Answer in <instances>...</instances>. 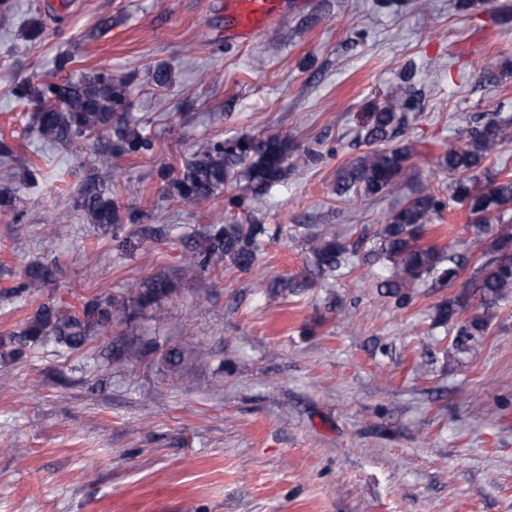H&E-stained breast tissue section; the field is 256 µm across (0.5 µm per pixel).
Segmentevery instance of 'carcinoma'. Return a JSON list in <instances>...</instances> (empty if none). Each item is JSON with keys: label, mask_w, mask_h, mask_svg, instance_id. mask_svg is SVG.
I'll return each instance as SVG.
<instances>
[{"label": "carcinoma", "mask_w": 512, "mask_h": 512, "mask_svg": "<svg viewBox=\"0 0 512 512\" xmlns=\"http://www.w3.org/2000/svg\"><path fill=\"white\" fill-rule=\"evenodd\" d=\"M72 58H56L55 71L49 79L31 78L16 84L12 95L32 108L30 130L48 144L73 145L93 141L99 156L114 155L129 159L146 157L154 151V141L144 135L131 115L129 81L108 71L74 78L69 70ZM412 109L408 88L398 87L371 113L365 127L369 144L388 141ZM512 142V119H491L460 133L459 143L448 149L441 163L448 170V200L465 208L468 228L476 237L487 234L495 224L504 223L512 210V172L505 170L481 177L483 162ZM411 152L406 147L372 149L343 167L336 179V195L351 191L377 197L397 185L407 174ZM0 159L9 169L7 178L27 184L37 182L38 167L15 146L0 139ZM315 161L309 150L297 151L288 138L270 134L263 139L239 137L207 140L196 145L176 176L164 165L157 170L162 193L185 207L211 201L224 183L235 178L245 181L247 191L262 197L280 183L290 167H307ZM109 174L97 171L82 180L77 192V207L91 224L112 231V248L121 255H132L146 243L166 240L171 227L159 213L151 224L137 223L123 231L120 208L112 198ZM12 185L0 187V212L17 208ZM444 202L432 192H421L404 207L387 214L376 233L373 254L390 264V276L382 284L389 296L407 299L406 290L428 280L441 286L451 285L461 269L456 256L434 244L424 243L428 224L439 216ZM268 236L264 224H211L202 234L185 245L181 271L196 274L223 263L240 270L251 269L258 260V244ZM308 273L332 275L348 265L360 251V243L348 244L337 234H306ZM496 256L471 282L472 294L479 297L483 315L459 327L460 339L455 349L468 352L474 336L489 322L488 314L499 303L512 298V233H500L491 243ZM54 268L34 262L24 268L17 295L40 288L53 280ZM175 291L172 278L159 273L142 281H130L120 295L96 297L75 310L62 303L45 302L29 316L20 329L0 341V358L18 360L24 351L47 345L57 350H79L108 333L112 326L136 314L150 313L156 322L165 320L162 302ZM467 306V296L450 300L437 309V322L452 321ZM156 350V344L142 339L123 345L112 360L128 366Z\"/></svg>", "instance_id": "cac0c4a2"}]
</instances>
